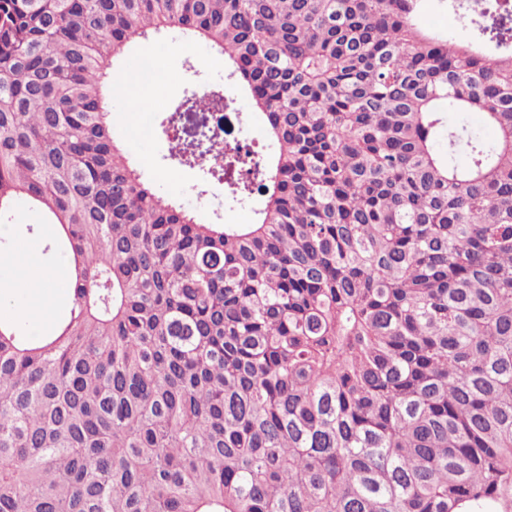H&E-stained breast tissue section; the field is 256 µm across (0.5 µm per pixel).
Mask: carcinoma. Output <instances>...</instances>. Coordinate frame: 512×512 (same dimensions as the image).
Masks as SVG:
<instances>
[{
    "mask_svg": "<svg viewBox=\"0 0 512 512\" xmlns=\"http://www.w3.org/2000/svg\"><path fill=\"white\" fill-rule=\"evenodd\" d=\"M420 8L0 0V216L40 212L70 280L39 335L0 319V512L512 505V8L478 0L468 43ZM172 26L265 127L206 168L251 224L198 221L112 134V58ZM447 120L450 124H466L469 127L480 131L483 137L488 141H492L496 137L495 131L484 125L482 116L478 112L460 113L448 111Z\"/></svg>",
    "mask_w": 512,
    "mask_h": 512,
    "instance_id": "carcinoma-1",
    "label": "carcinoma"
}]
</instances>
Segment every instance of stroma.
<instances>
[{
  "label": "stroma",
  "instance_id": "1",
  "mask_svg": "<svg viewBox=\"0 0 512 512\" xmlns=\"http://www.w3.org/2000/svg\"><path fill=\"white\" fill-rule=\"evenodd\" d=\"M150 42L157 48L154 57L155 75L167 84L168 92L162 100L154 103L152 111L138 113L136 121H129L123 112L111 113L110 120L119 140L137 161L143 178L152 188L159 194L176 196L199 221L210 224L251 223L256 210L261 206L260 199L242 205L230 203L224 195L223 187L203 182L202 173L196 168L178 170L179 177L174 181L166 177L167 171L175 167L168 156V141L161 131L160 121L185 88H231L223 55L204 42L176 30L159 33L151 37ZM15 221V229L6 230L4 236L0 237V259L14 256L19 241L35 242L37 249L30 254L29 259L51 278V304L41 305V292L36 288L24 291L18 302L24 313L28 333L35 336L64 302L67 261L60 255L45 252L44 246L50 230L47 226L38 225L35 215L22 210L18 212Z\"/></svg>",
  "mask_w": 512,
  "mask_h": 512
}]
</instances>
